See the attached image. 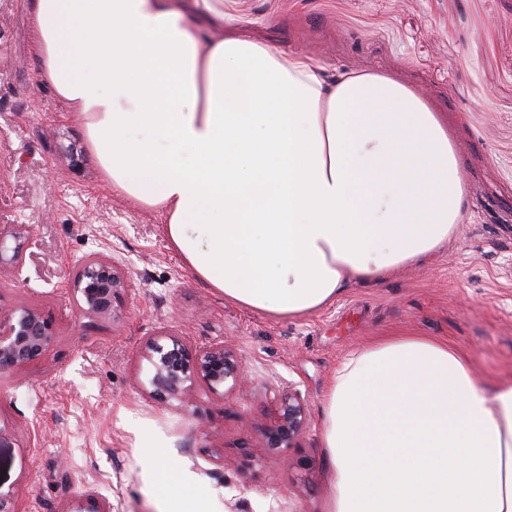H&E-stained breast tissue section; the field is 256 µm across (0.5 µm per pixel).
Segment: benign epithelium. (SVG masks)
<instances>
[{
	"instance_id": "1",
	"label": "benign epithelium",
	"mask_w": 512,
	"mask_h": 512,
	"mask_svg": "<svg viewBox=\"0 0 512 512\" xmlns=\"http://www.w3.org/2000/svg\"><path fill=\"white\" fill-rule=\"evenodd\" d=\"M21 234L22 226L18 224H0V270L22 261L19 247H14L9 256L6 246L7 238L16 240ZM68 288L82 315L110 318L121 310L130 283L112 256L98 253L77 266ZM54 341L52 323L36 309L0 308V374L24 370L41 359ZM141 354L152 365L149 394L159 401L179 398L189 402L192 385L197 381L213 390L226 385L231 391L240 390L247 384L241 360L222 344L192 350L179 337L161 333L145 341ZM307 428L303 402L292 390H283L265 425L264 447L271 451L293 448Z\"/></svg>"
}]
</instances>
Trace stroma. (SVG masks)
Listing matches in <instances>:
<instances>
[{
	"label": "stroma",
	"instance_id": "stroma-1",
	"mask_svg": "<svg viewBox=\"0 0 512 512\" xmlns=\"http://www.w3.org/2000/svg\"><path fill=\"white\" fill-rule=\"evenodd\" d=\"M203 35L244 38L339 69L380 74L421 97L461 168L466 215L426 264L336 301L273 318L207 288L167 241L160 214L106 185L82 123L37 79L30 0H0V222L34 243L0 277V306L29 305L57 334L47 355L0 376V424L12 428L16 512H161L147 460L169 466L177 501L215 512H327L324 396L340 363L392 336L457 345L475 376L512 379V0H240L228 12L168 0ZM131 288L118 318L79 315L65 282L99 253ZM163 332L191 347L227 343L251 379L245 394L193 386L191 406L147 393L141 343ZM303 399L298 447L271 452L262 430L280 391ZM158 440L141 447L140 434Z\"/></svg>",
	"mask_w": 512,
	"mask_h": 512
}]
</instances>
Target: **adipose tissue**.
I'll use <instances>...</instances> for the list:
<instances>
[{
	"label": "adipose tissue",
	"instance_id": "1",
	"mask_svg": "<svg viewBox=\"0 0 512 512\" xmlns=\"http://www.w3.org/2000/svg\"><path fill=\"white\" fill-rule=\"evenodd\" d=\"M38 79L207 287L294 318L431 256L461 220L447 131L392 79L201 36L164 0H31ZM164 134L165 146L136 138ZM327 512H512V384L447 342L363 347L325 396Z\"/></svg>",
	"mask_w": 512,
	"mask_h": 512
}]
</instances>
